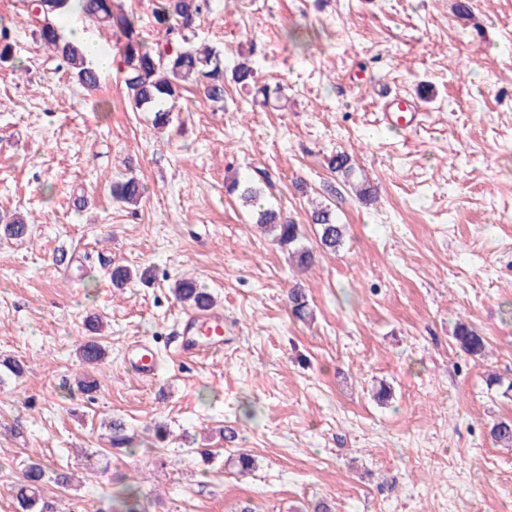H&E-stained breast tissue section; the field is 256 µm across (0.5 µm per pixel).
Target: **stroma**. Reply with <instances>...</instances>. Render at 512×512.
<instances>
[{
  "label": "stroma",
  "mask_w": 512,
  "mask_h": 512,
  "mask_svg": "<svg viewBox=\"0 0 512 512\" xmlns=\"http://www.w3.org/2000/svg\"><path fill=\"white\" fill-rule=\"evenodd\" d=\"M27 2L0 0L21 66L0 67V227L31 229L0 231V360L25 365L0 383V512L28 458L75 475L46 483L53 512H122L130 484L140 512H512V448L489 436L512 419V0H212L199 41L226 67L250 59L287 101L263 108L229 82L217 107L191 85L161 130L129 108L119 68L86 94L25 24ZM379 88L416 96L423 125L380 123ZM341 151L369 198L329 168ZM130 174L144 197L113 203ZM233 176L308 248L311 201L337 188L343 246L299 271L227 195ZM115 265L152 277L116 289ZM183 278L223 312L222 354L176 351ZM296 284L310 320L288 309ZM461 322L484 357L458 350ZM135 339L157 349L154 379L125 367ZM114 419L135 455L112 449ZM454 340L457 347L470 357L484 355L488 339L467 323L461 322L455 330Z\"/></svg>",
  "instance_id": "obj_1"
}]
</instances>
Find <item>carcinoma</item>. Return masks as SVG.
Here are the masks:
<instances>
[{"label":"carcinoma","mask_w":512,"mask_h":512,"mask_svg":"<svg viewBox=\"0 0 512 512\" xmlns=\"http://www.w3.org/2000/svg\"><path fill=\"white\" fill-rule=\"evenodd\" d=\"M208 7L209 0H161L153 11V22L156 28L165 32L166 40L153 44L146 40L139 21L124 9L121 0H39L38 12L28 15L26 24L42 47L63 61L77 82L89 92L98 89L100 73L86 61L79 47L64 36L60 20L77 11L86 20L110 28L117 37L122 83L130 106L154 113L155 126L164 128L169 123L171 103L186 83L201 84L206 97L215 103L224 101V83L228 77L243 87L256 83L254 68L248 62H239L228 75L221 53L196 40V20ZM329 168L340 174L346 184L354 172L351 157L344 152L330 158ZM227 192L238 195L254 209L256 223L273 237L277 245L291 251L299 269L304 271L314 265L315 251L298 246L303 237L301 226L264 206L259 188L235 177L227 184ZM144 193L143 183L134 176L112 183V199L116 203L135 205ZM310 220L319 226L318 240L322 250L334 252L343 245L345 225L336 223L332 204L322 203L314 207ZM147 273L146 269L138 273L127 266L117 265L112 268V283L119 288L136 276L141 280L147 278ZM173 292L179 302L193 309L213 306L210 294L193 279L179 280ZM288 302L295 319L304 321L311 316L307 295L300 286L289 289ZM454 340L464 354L474 358L483 356L488 345L486 336L464 322L456 328ZM80 355L85 364L94 366L102 362L104 351L98 342L89 340L81 346ZM108 428L112 447L128 455L136 453V438L126 432L124 423L113 420ZM489 434L495 444L512 448L511 419L493 422ZM49 480L66 485L71 482V474L57 471L49 479L41 462H29L23 472V482L14 489L16 512H35Z\"/></svg>","instance_id":"carcinoma-1"}]
</instances>
